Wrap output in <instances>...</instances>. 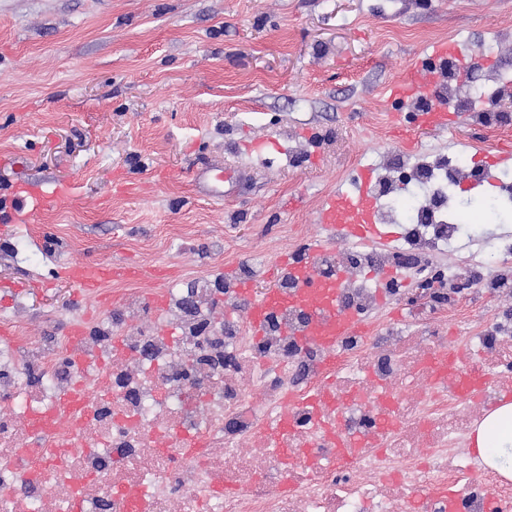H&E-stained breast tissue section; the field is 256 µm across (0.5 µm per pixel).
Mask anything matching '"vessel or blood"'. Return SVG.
<instances>
[{
  "label": "vessel or blood",
  "mask_w": 512,
  "mask_h": 512,
  "mask_svg": "<svg viewBox=\"0 0 512 512\" xmlns=\"http://www.w3.org/2000/svg\"><path fill=\"white\" fill-rule=\"evenodd\" d=\"M446 73L428 66L427 61L413 60L405 77L389 86L390 98L401 104H413L418 98L419 89H427L439 94ZM457 120L456 114L447 110L446 104L422 109L418 113L420 126L445 131ZM372 169L362 166L348 189L336 190L327 196L316 214L329 236L351 241L373 242L383 240L380 230L376 199L369 191ZM324 251L323 240L311 241L305 252L283 256L277 264V275L292 281L295 288L291 294L281 289L270 288L264 297L250 308V318L255 329H262L267 313L273 308H300L307 316V325L299 334L303 343L318 342L333 346L337 337L365 329L363 320L344 312L341 306V291L347 279L346 274H337L335 280L319 279L315 272V257ZM65 275L85 293H96L103 282L126 280L137 277L136 267L125 263L69 264Z\"/></svg>",
  "instance_id": "1"
}]
</instances>
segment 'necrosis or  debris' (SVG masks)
I'll list each match as a JSON object with an SVG mask.
<instances>
[{"instance_id":"necrosis-or-debris-1","label":"necrosis or debris","mask_w":512,"mask_h":512,"mask_svg":"<svg viewBox=\"0 0 512 512\" xmlns=\"http://www.w3.org/2000/svg\"><path fill=\"white\" fill-rule=\"evenodd\" d=\"M478 167L455 153L429 172L422 202L389 185L381 216L403 225V248L355 242L344 258H319L325 273L349 271L344 308L367 326L329 350L283 334L302 327L296 311H274L260 336L248 313L213 316L198 285L165 289L148 324L141 290L120 289L118 306L83 320L79 336H35L1 314L0 512H411L421 489V512H447L432 491L459 484L462 512H512V483L462 450L488 401L459 387L472 375L491 393L512 385V316L471 321L456 292L386 323L364 275L426 268L458 242L477 217L454 216L449 189ZM498 253L472 245L465 270L443 278L474 277L489 298L510 293L512 243ZM132 318L136 332L119 336ZM169 320L178 338L165 336Z\"/></svg>"}]
</instances>
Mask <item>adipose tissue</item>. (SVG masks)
Here are the masks:
<instances>
[{
  "instance_id": "ef3b65f1",
  "label": "adipose tissue",
  "mask_w": 512,
  "mask_h": 512,
  "mask_svg": "<svg viewBox=\"0 0 512 512\" xmlns=\"http://www.w3.org/2000/svg\"><path fill=\"white\" fill-rule=\"evenodd\" d=\"M475 452L502 476L512 478V402L488 413L471 437Z\"/></svg>"
}]
</instances>
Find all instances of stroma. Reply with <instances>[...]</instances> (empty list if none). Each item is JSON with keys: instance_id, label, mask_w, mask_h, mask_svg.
Wrapping results in <instances>:
<instances>
[{"instance_id": "35a3bbf8", "label": "stroma", "mask_w": 512, "mask_h": 512, "mask_svg": "<svg viewBox=\"0 0 512 512\" xmlns=\"http://www.w3.org/2000/svg\"><path fill=\"white\" fill-rule=\"evenodd\" d=\"M462 43L448 77L460 122L419 126L409 158L512 141L480 124L470 94L512 81V0H0V205L15 189H58L38 220L0 236V313L66 332L99 296L56 273L63 262L126 260L146 295L184 274L235 276L263 256L258 288L305 240L356 167L384 168L389 83L437 42ZM222 170L224 198L195 170Z\"/></svg>"}]
</instances>
